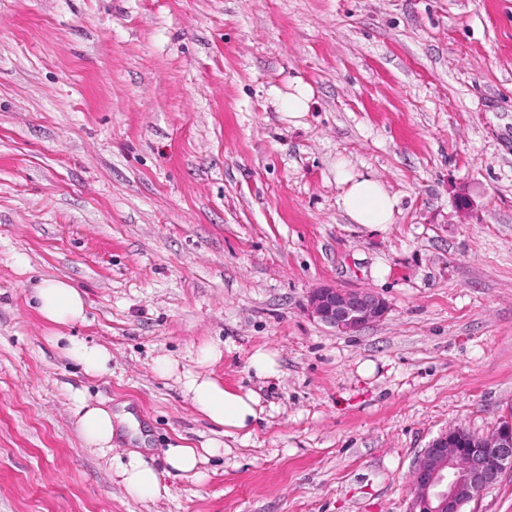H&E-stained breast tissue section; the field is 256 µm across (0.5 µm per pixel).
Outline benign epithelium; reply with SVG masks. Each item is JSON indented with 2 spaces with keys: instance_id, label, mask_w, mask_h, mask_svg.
Returning <instances> with one entry per match:
<instances>
[{
  "instance_id": "1",
  "label": "benign epithelium",
  "mask_w": 512,
  "mask_h": 512,
  "mask_svg": "<svg viewBox=\"0 0 512 512\" xmlns=\"http://www.w3.org/2000/svg\"><path fill=\"white\" fill-rule=\"evenodd\" d=\"M307 311L319 322L351 335L383 320L389 305L368 289L320 286L307 295ZM512 472V422L477 435L461 426L441 431L424 448L412 473L409 512H462L465 504Z\"/></svg>"
}]
</instances>
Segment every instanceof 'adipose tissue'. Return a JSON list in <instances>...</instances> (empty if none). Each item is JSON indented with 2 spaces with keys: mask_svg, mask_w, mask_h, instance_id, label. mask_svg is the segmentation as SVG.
I'll list each match as a JSON object with an SVG mask.
<instances>
[{
  "mask_svg": "<svg viewBox=\"0 0 512 512\" xmlns=\"http://www.w3.org/2000/svg\"><path fill=\"white\" fill-rule=\"evenodd\" d=\"M336 180L343 187L338 206L352 223L381 228L394 222L398 200L379 180L355 173L342 159L336 162ZM35 300L38 313L52 324L68 325L85 317L83 297L67 281H43L35 291ZM221 356L218 346L208 344L196 350L195 369H180L175 360L162 357L156 362V370L161 375L176 377L196 411L223 427L226 435L250 436L261 419L260 398L249 390L225 387L209 375L208 366ZM70 398L86 443L100 449L111 447L118 425L128 422V415H115L107 408L90 403L87 395L78 389L71 391ZM114 475L135 498L153 499L161 492L160 474L141 452H129L125 460L118 463Z\"/></svg>",
  "mask_w": 512,
  "mask_h": 512,
  "instance_id": "1",
  "label": "adipose tissue"
}]
</instances>
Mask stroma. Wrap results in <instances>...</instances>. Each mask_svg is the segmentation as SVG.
I'll return each mask as SVG.
<instances>
[{
    "label": "stroma",
    "instance_id": "1",
    "mask_svg": "<svg viewBox=\"0 0 512 512\" xmlns=\"http://www.w3.org/2000/svg\"><path fill=\"white\" fill-rule=\"evenodd\" d=\"M340 158L394 224L343 214ZM51 279L85 322L37 313ZM321 284L389 312L338 333ZM207 344L261 398L250 437L155 370ZM73 388L142 425L158 498L113 477L125 437L85 443ZM511 417L512 0H0V512H408L434 436ZM185 445L218 447L206 480L169 473ZM293 83L294 89L288 93V99L282 102V107L288 110L289 118H300L304 112L309 110L312 91L301 79H295ZM69 355L88 374L103 375L110 371L111 353L104 347L90 345L82 340L69 337Z\"/></svg>",
    "mask_w": 512,
    "mask_h": 512
}]
</instances>
